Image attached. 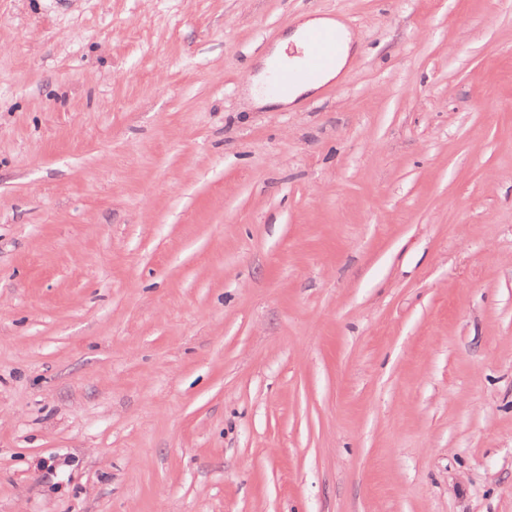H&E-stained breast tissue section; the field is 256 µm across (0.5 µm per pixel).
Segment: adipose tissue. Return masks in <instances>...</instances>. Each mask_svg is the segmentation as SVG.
Segmentation results:
<instances>
[{
	"label": "adipose tissue",
	"mask_w": 512,
	"mask_h": 512,
	"mask_svg": "<svg viewBox=\"0 0 512 512\" xmlns=\"http://www.w3.org/2000/svg\"><path fill=\"white\" fill-rule=\"evenodd\" d=\"M337 26V21L326 17L301 18L289 35L281 39L272 51L259 62V76H247L246 82L254 105L278 104L287 107L293 105L298 99L312 96L323 85L337 79L347 66L354 49L352 35L348 32L342 35V50L334 64L321 71L313 79L292 82L286 88L275 92L270 90L265 80L266 74L275 72L278 67L299 62L300 55L305 50V38L310 32L334 29Z\"/></svg>",
	"instance_id": "obj_1"
}]
</instances>
